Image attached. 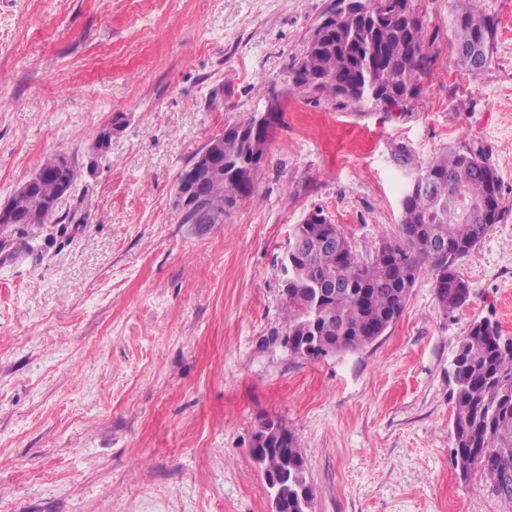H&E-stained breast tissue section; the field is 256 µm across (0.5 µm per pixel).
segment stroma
Segmentation results:
<instances>
[{
	"label": "stroma",
	"instance_id": "1",
	"mask_svg": "<svg viewBox=\"0 0 512 512\" xmlns=\"http://www.w3.org/2000/svg\"><path fill=\"white\" fill-rule=\"evenodd\" d=\"M472 3L498 21L490 68L457 67L452 0H418L432 64L387 112L289 93L325 0H0V204L50 155L79 172L49 247L0 259V512H271L250 454L268 417L299 440L313 512H512L451 460L457 343L484 318L512 335V0ZM275 94L252 195L184 223L180 171ZM451 146L503 195L459 263L467 304L443 311L425 272L372 345L292 356V226L323 210L372 259Z\"/></svg>",
	"mask_w": 512,
	"mask_h": 512
}]
</instances>
